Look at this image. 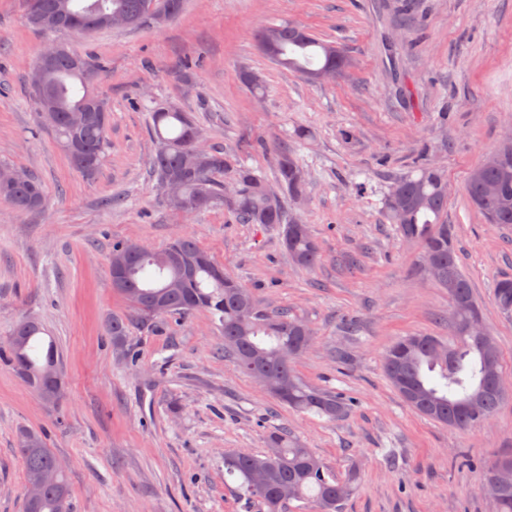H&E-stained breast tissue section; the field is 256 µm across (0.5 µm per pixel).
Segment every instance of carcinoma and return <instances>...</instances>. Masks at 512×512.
Returning a JSON list of instances; mask_svg holds the SVG:
<instances>
[{
  "label": "carcinoma",
  "instance_id": "carcinoma-1",
  "mask_svg": "<svg viewBox=\"0 0 512 512\" xmlns=\"http://www.w3.org/2000/svg\"><path fill=\"white\" fill-rule=\"evenodd\" d=\"M45 14L62 21L48 26L29 20L44 32L89 33L108 29L113 15L135 18L136 28L152 19L150 0H38ZM266 55L278 66L299 72L312 82L325 71L330 79L345 65L337 47L287 23L268 25L259 35ZM96 67L88 58L63 49L55 59L47 82L56 111H43L37 91L33 104L45 123L55 132L70 165L88 179L98 174L105 152V131L112 113L96 111L103 98L94 89V80L85 70ZM88 111L85 123L75 126L70 113ZM151 135L156 151L151 159L152 173L158 182L177 178L182 196L192 203L188 212L227 208L244 224H283L284 246L294 264L311 269L320 261L318 243L309 225L288 216L281 197L268 181L246 165L235 164L216 147L200 144L201 131L191 113L166 101L150 109ZM499 163L473 168L466 183L470 204L491 224H512V143L495 151ZM229 171L238 192L229 197L228 188L218 176ZM416 176L396 181L390 189L387 210L390 221L404 238L431 251L444 272L438 284L448 289L454 344L436 336H407L393 344L384 355L386 377L402 399L429 419L466 429L491 418L502 404L489 384L499 372L501 349L496 341L467 336L464 327L481 316L472 287L456 260L453 228L442 223L448 206V183L443 173L425 163ZM276 181L292 200L307 195V172L293 146L283 143L277 153ZM0 200L17 211L35 213L45 203L41 182L28 174L19 182L0 183ZM187 256L194 264H180L172 254ZM132 309L131 316H112L108 330L112 347L127 362H135L127 348L130 329L137 325L153 331L171 317L197 310L210 314L224 333V352L232 356L240 371L253 370L267 376L266 390L280 403L298 412H314L334 420L348 411L346 400L336 393L304 383L293 368L300 349L298 328L306 321L284 310L263 309L250 289L224 272L211 254L189 234L174 238L161 251L152 249L129 260L123 285L117 289ZM163 303L162 313L153 312ZM493 303L503 314L512 313V279L499 280L493 290ZM43 333L41 325L26 319L16 324L9 344L8 362L15 373L46 403H56L61 394L46 381V371L58 364L54 343L47 344L40 357L29 354L32 344ZM288 378V397L277 393L280 380ZM17 453L25 470V488L36 485L41 476L56 470L58 461L46 446L42 433L23 428L17 435ZM228 476L241 480L240 488L257 512H286L291 501H301L318 512H340L343 502L358 486V472L348 471L338 478L310 449L288 437L278 428L266 436V450L240 456L230 451L224 457ZM70 486L64 471L57 470L54 483L42 488L34 500L24 499V512H66ZM496 512H512V486L489 494Z\"/></svg>",
  "mask_w": 512,
  "mask_h": 512
}]
</instances>
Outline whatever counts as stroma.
I'll use <instances>...</instances> for the list:
<instances>
[{
  "instance_id": "1",
  "label": "stroma",
  "mask_w": 512,
  "mask_h": 512,
  "mask_svg": "<svg viewBox=\"0 0 512 512\" xmlns=\"http://www.w3.org/2000/svg\"><path fill=\"white\" fill-rule=\"evenodd\" d=\"M185 0L164 25L43 34L25 0H0V164L37 177L46 203L22 213L0 200V350L16 323L37 319L58 345L64 395L43 402L0 362V512H23L19 429L41 432L62 463L67 512H253L224 470L226 451L265 449L274 427L312 449L333 474L357 469L342 512H495L481 472L512 453V396L466 430L409 407L383 355L411 335L451 340L447 290L427 276L422 248L391 224L393 182L425 162L448 182L460 270L512 381V318L495 283L512 278V225L490 224L468 201L470 171L512 134V0ZM288 23L332 43L347 65L313 83L281 70L257 33ZM51 44L101 62L95 81L112 110L95 179L69 163L31 100L29 73ZM264 80L252 92L239 73ZM191 112L207 146L273 177L290 140L308 196L287 201L316 237L321 262L295 266L279 224L241 223L224 208L170 209L150 171L149 109ZM309 136L294 141L297 129ZM188 233L261 305L288 309L315 333L294 362L308 384L351 409L331 420L281 405L224 353L206 312L132 329L124 362L107 334L128 314L112 289L118 242L164 248Z\"/></svg>"
}]
</instances>
